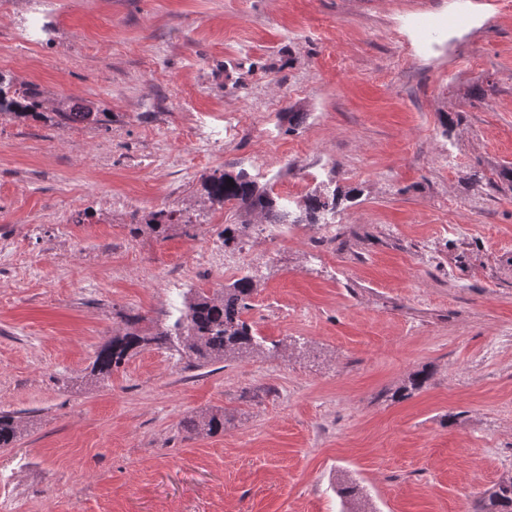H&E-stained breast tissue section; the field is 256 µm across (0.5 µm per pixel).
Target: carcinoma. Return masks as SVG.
Here are the masks:
<instances>
[{"label":"carcinoma","mask_w":512,"mask_h":512,"mask_svg":"<svg viewBox=\"0 0 512 512\" xmlns=\"http://www.w3.org/2000/svg\"><path fill=\"white\" fill-rule=\"evenodd\" d=\"M40 90L34 85L14 87L11 80L0 74V114L17 119H47L59 128L77 124H99L107 113L91 110L83 112L54 109L48 117L41 112ZM203 188L211 202L233 204L245 211H257L271 224H319L336 212L339 197L336 193H311L299 203L300 214L292 215L288 206L242 171L222 173L204 179ZM176 216L163 210L155 213L148 227L158 236H167ZM254 289L253 278L243 275L229 287L209 292L203 288L189 289L182 297L178 315L167 324L153 330L141 327L144 317L139 314L124 316L123 334L112 337L96 352L90 375L103 379L112 373L130 355L152 347L174 345L180 355L191 360L193 366L221 362L227 357L249 349L254 342L252 327L243 318L247 299ZM190 430H204L209 434L224 430V414L214 413L203 421L193 419ZM21 420L9 412L0 413V448H9L20 433ZM478 512H512V477L505 478L486 490L479 501Z\"/></svg>","instance_id":"carcinoma-1"}]
</instances>
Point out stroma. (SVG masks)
<instances>
[{"instance_id":"1","label":"stroma","mask_w":512,"mask_h":512,"mask_svg":"<svg viewBox=\"0 0 512 512\" xmlns=\"http://www.w3.org/2000/svg\"><path fill=\"white\" fill-rule=\"evenodd\" d=\"M0 73L107 115H0V411L23 425L0 512H476L512 476L500 0H0ZM225 171L289 205L340 191L336 221L210 203ZM161 210L192 227L157 237ZM241 274L251 352L196 368L155 347L88 381L123 315L151 328ZM212 412L223 432L184 428Z\"/></svg>"}]
</instances>
